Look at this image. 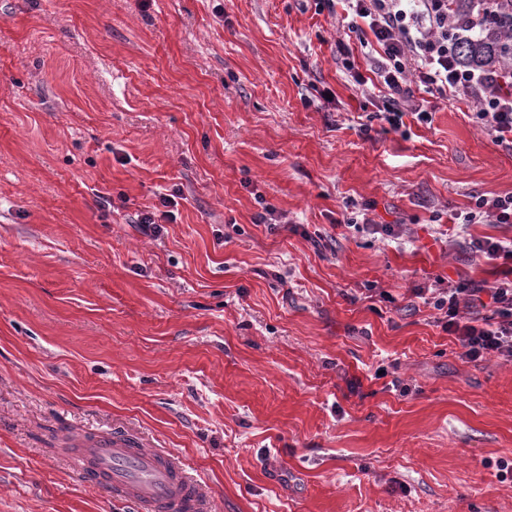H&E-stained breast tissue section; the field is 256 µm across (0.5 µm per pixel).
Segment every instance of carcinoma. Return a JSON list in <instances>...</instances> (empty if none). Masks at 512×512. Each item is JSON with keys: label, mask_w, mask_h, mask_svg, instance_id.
<instances>
[{"label": "carcinoma", "mask_w": 512, "mask_h": 512, "mask_svg": "<svg viewBox=\"0 0 512 512\" xmlns=\"http://www.w3.org/2000/svg\"><path fill=\"white\" fill-rule=\"evenodd\" d=\"M449 16L465 67L499 71L512 65V0H450Z\"/></svg>", "instance_id": "1"}]
</instances>
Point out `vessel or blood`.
Instances as JSON below:
<instances>
[{
    "mask_svg": "<svg viewBox=\"0 0 512 512\" xmlns=\"http://www.w3.org/2000/svg\"><path fill=\"white\" fill-rule=\"evenodd\" d=\"M81 471L138 512H211L205 486L168 451L132 444L128 435L79 436Z\"/></svg>",
    "mask_w": 512,
    "mask_h": 512,
    "instance_id": "1",
    "label": "vessel or blood"
}]
</instances>
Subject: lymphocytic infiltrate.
<instances>
[{
  "mask_svg": "<svg viewBox=\"0 0 512 512\" xmlns=\"http://www.w3.org/2000/svg\"><path fill=\"white\" fill-rule=\"evenodd\" d=\"M346 18L337 40L342 55H350L348 38L375 51L370 76L353 73L357 85L376 81L383 93L376 117L397 130L404 116L431 119L432 99H455L473 104L475 119L491 142L512 151V71L477 73L456 59V39L448 16V0H343ZM424 97H417V90ZM460 229L472 224H512V194L478 198L472 208L455 214ZM470 250L487 263L501 266L504 276L488 289L464 283L444 284L419 291V298L438 313V321L454 336L458 355L469 362L491 356L512 359V239H472ZM488 297L489 312L467 316L461 300Z\"/></svg>",
  "mask_w": 512,
  "mask_h": 512,
  "instance_id": "1",
  "label": "lymphocytic infiltrate"
}]
</instances>
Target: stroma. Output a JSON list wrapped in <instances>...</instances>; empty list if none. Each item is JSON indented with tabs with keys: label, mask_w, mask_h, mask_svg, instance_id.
<instances>
[{
	"label": "stroma",
	"mask_w": 512,
	"mask_h": 512,
	"mask_svg": "<svg viewBox=\"0 0 512 512\" xmlns=\"http://www.w3.org/2000/svg\"><path fill=\"white\" fill-rule=\"evenodd\" d=\"M336 27L315 0H0V512H131L71 450L128 431L213 512H512V361L462 360L411 294L501 279L464 240L512 224L453 216L512 193V153L452 100L364 139L381 101ZM350 201L400 238L341 226Z\"/></svg>",
	"instance_id": "obj_1"
}]
</instances>
